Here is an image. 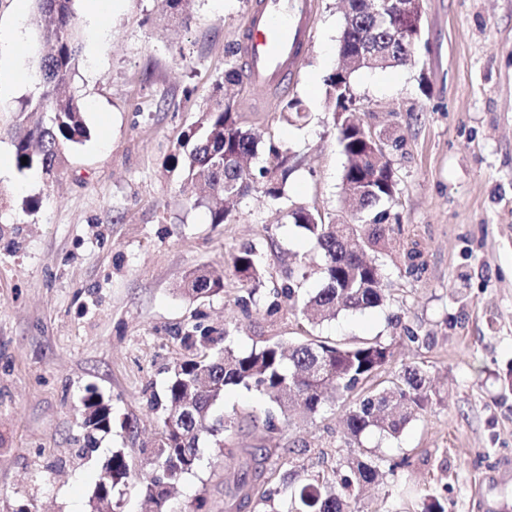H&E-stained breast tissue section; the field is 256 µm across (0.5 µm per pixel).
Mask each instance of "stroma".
Wrapping results in <instances>:
<instances>
[{"mask_svg": "<svg viewBox=\"0 0 512 512\" xmlns=\"http://www.w3.org/2000/svg\"><path fill=\"white\" fill-rule=\"evenodd\" d=\"M253 0H192L175 16L164 0H116L91 19L74 0L84 47L69 89L81 100L90 137L64 150L53 175L12 171L0 178V512H90L105 461L122 451L145 459L167 370L185 355L175 331L195 319L236 326L243 352L264 341L308 336L341 343L377 340L392 353L377 381L401 367L426 369L433 393L398 438L371 433L345 444L344 402L294 415L268 436L269 401L231 387L235 448L273 449L274 461L306 476L331 471L363 450L410 467L383 472L358 512H422L439 493L446 512H512V0H423L422 38L408 64L352 76L357 115L380 135L398 183L403 246L422 269L400 272V247L382 256L387 303L318 324L284 308L274 318L242 311L231 256L255 247L264 289L304 267L303 292L322 286L314 242L277 212L303 205L348 211L346 158L326 104V78L340 63L342 0H312L311 36L287 84H241L242 126L290 148L296 169L272 202L254 192L231 221H210L209 202L181 192L178 140L200 118L229 65ZM34 0H0V37H25L0 61V152L42 96ZM300 99L305 118L285 117ZM224 272V291L197 303L180 291L198 267ZM417 332V342L404 330ZM96 386L114 416L111 434L82 448V398ZM224 455L180 483L182 512L206 498L224 512Z\"/></svg>", "mask_w": 512, "mask_h": 512, "instance_id": "stroma-1", "label": "stroma"}]
</instances>
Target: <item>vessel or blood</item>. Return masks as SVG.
Masks as SVG:
<instances>
[{"instance_id": "obj_1", "label": "vessel or blood", "mask_w": 512, "mask_h": 512, "mask_svg": "<svg viewBox=\"0 0 512 512\" xmlns=\"http://www.w3.org/2000/svg\"><path fill=\"white\" fill-rule=\"evenodd\" d=\"M311 0H257L245 24L242 54L249 79L277 87L310 37Z\"/></svg>"}]
</instances>
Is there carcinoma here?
Segmentation results:
<instances>
[{
	"mask_svg": "<svg viewBox=\"0 0 512 512\" xmlns=\"http://www.w3.org/2000/svg\"><path fill=\"white\" fill-rule=\"evenodd\" d=\"M33 23L41 42L40 72L48 91L29 105L23 129L15 140L18 170L42 169L53 173L63 148L79 144L89 136L79 98L63 91L71 78L81 48L79 30L73 24V0H34ZM412 13L387 17L382 23L369 11L367 0H347L339 49L360 43L378 57V68H395L408 61L405 46L393 39L400 29L415 31ZM361 66L326 79V99L333 112L337 141L347 158L343 192L354 200L357 212L352 219L331 218L317 210L297 206L286 214L315 241L322 254L323 286L315 294L300 298L304 272H292L288 284L262 295L263 271L256 261V250L245 248L231 257L232 272L245 295L238 299L247 311L264 309L269 317L283 308L303 306L313 322L332 319L342 311L365 310L384 305L387 292L381 264L368 261L364 252L385 254L389 245L404 236L397 203V180L382 150H374L371 133L354 120L356 97L352 74ZM242 71L232 66L224 72V101L203 110L197 125L179 142L185 170V185L203 184L209 192L227 202L237 201L258 189L276 201L284 197L295 163L288 150L274 141L259 147L251 130L241 126L236 98L228 93L238 86ZM263 152L262 165L251 175L242 173V163ZM26 163H21V160ZM182 292L193 300L224 291V275L209 268L191 271L183 280ZM233 328L218 330L202 322L185 331L181 341L188 354L171 370L161 395L151 404L161 411L158 438L151 443L140 473L142 493L153 512H172L171 496L176 484L196 473L201 465V448L210 445L224 449V458L245 459V469L225 490L236 499V506L262 504L264 512H352L366 485L379 475L384 460L366 455L349 458L336 470L298 479L285 470L281 488L267 489L266 463L271 448H228L225 435L234 421L218 411L224 391L239 387L268 399L275 411L268 412L266 431L281 432L290 420L289 401L301 403L306 413L315 415L328 403L327 393L336 400L360 389L362 394L349 406L345 422L349 441L361 443V436L376 431L397 436L411 417L427 408L431 389L427 371L407 366L384 387L365 384L390 357L389 348L378 341L341 344L319 339L286 345L267 341L249 352L231 345ZM85 443L90 447L97 437L112 432L110 404L94 388L82 400ZM132 476V468L119 451L104 464L90 500L92 512H107L115 497Z\"/></svg>",
	"mask_w": 512,
	"mask_h": 512,
	"instance_id": "carcinoma-1",
	"label": "carcinoma"
}]
</instances>
